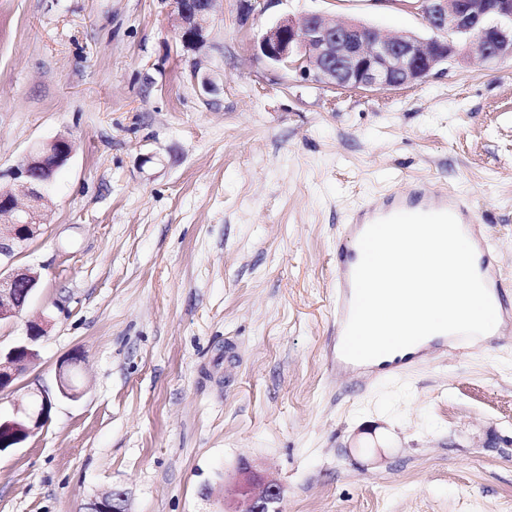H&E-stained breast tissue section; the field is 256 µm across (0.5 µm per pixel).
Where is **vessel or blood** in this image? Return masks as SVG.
I'll return each mask as SVG.
<instances>
[{
	"instance_id": "b4317fda",
	"label": "vessel or blood",
	"mask_w": 512,
	"mask_h": 512,
	"mask_svg": "<svg viewBox=\"0 0 512 512\" xmlns=\"http://www.w3.org/2000/svg\"><path fill=\"white\" fill-rule=\"evenodd\" d=\"M439 211H447L455 216L475 251L482 255L478 273L486 285L496 310L497 324L493 330L494 335H505L507 329L512 328V301L505 297L499 267L489 254L485 239L477 233V227L482 219L474 206L465 195L453 193L438 186L417 185L401 194H391L380 200L367 201L345 225L342 237L336 246V297L333 310L337 335H344L351 314L354 296L353 273L361 259L359 238L363 232L373 222L400 212ZM461 341V336L440 333L433 335L425 342L414 345L411 352L403 355L392 353L369 362L357 363L338 354L333 357L330 366L336 372L353 377L363 372L373 374L380 371H396L420 361L432 352L447 351L449 345H455Z\"/></svg>"
}]
</instances>
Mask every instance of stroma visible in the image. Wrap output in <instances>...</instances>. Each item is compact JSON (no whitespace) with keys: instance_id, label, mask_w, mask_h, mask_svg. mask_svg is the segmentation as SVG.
Instances as JSON below:
<instances>
[{"instance_id":"obj_1","label":"stroma","mask_w":512,"mask_h":512,"mask_svg":"<svg viewBox=\"0 0 512 512\" xmlns=\"http://www.w3.org/2000/svg\"><path fill=\"white\" fill-rule=\"evenodd\" d=\"M309 11L429 35L403 0H218L190 50L167 0H0V172L76 143L16 260L39 284L0 322L5 351L44 328L0 412L56 394L0 452V512H84L115 488L129 512H224L245 461L280 512H512V341L327 369L336 241L366 200L417 181L469 197L512 293V60L334 89L256 52Z\"/></svg>"}]
</instances>
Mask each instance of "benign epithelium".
I'll list each match as a JSON object with an SVG mask.
<instances>
[{
	"label": "benign epithelium",
	"instance_id": "benign-epithelium-1",
	"mask_svg": "<svg viewBox=\"0 0 512 512\" xmlns=\"http://www.w3.org/2000/svg\"><path fill=\"white\" fill-rule=\"evenodd\" d=\"M168 2L183 46L193 50L205 46L217 0ZM408 8L421 16L430 38L405 29L383 34L359 21L331 22L320 13L305 12L268 27L258 48L279 68L327 87L350 89L414 84L463 52L489 62L512 59V0H409ZM74 150L75 142L67 137L42 142L10 172L9 183H0V266L11 265L39 234L49 203L46 189ZM37 284V274L25 267L0 275V321L19 317ZM36 358V350L25 344L0 351V391L13 387ZM28 397L29 402L12 415L0 417V451L24 443L48 422L53 396L37 388ZM279 499L280 486L248 464L231 512H270V505ZM85 509L128 512L126 492L113 489Z\"/></svg>",
	"mask_w": 512,
	"mask_h": 512
}]
</instances>
